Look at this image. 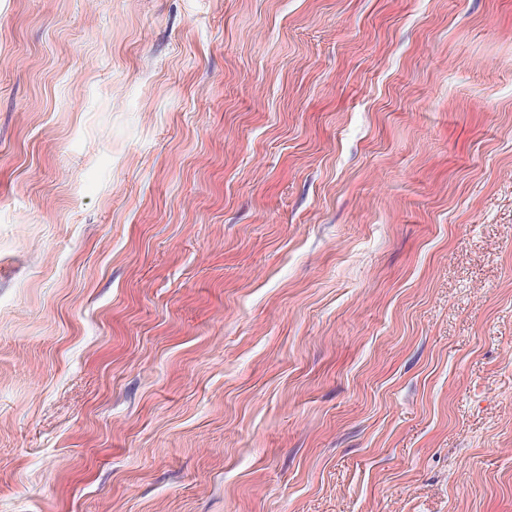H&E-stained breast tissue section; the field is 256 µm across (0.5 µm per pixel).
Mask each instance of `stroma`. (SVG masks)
<instances>
[{
    "instance_id": "1",
    "label": "stroma",
    "mask_w": 512,
    "mask_h": 512,
    "mask_svg": "<svg viewBox=\"0 0 512 512\" xmlns=\"http://www.w3.org/2000/svg\"><path fill=\"white\" fill-rule=\"evenodd\" d=\"M0 512H512V0H0Z\"/></svg>"
}]
</instances>
